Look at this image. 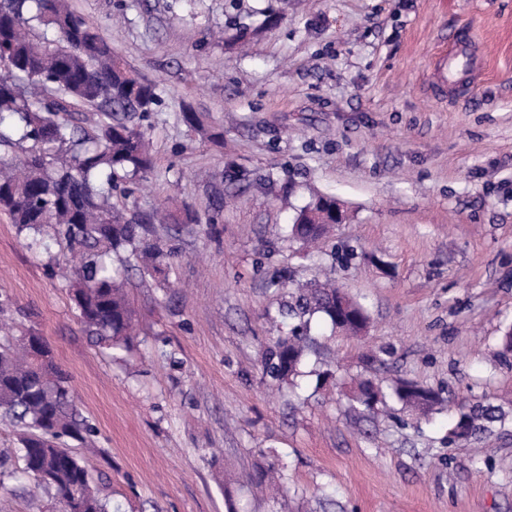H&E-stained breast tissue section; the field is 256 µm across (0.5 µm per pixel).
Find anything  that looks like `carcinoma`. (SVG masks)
<instances>
[{
  "instance_id": "1",
  "label": "carcinoma",
  "mask_w": 512,
  "mask_h": 512,
  "mask_svg": "<svg viewBox=\"0 0 512 512\" xmlns=\"http://www.w3.org/2000/svg\"><path fill=\"white\" fill-rule=\"evenodd\" d=\"M158 103L156 86L136 77L112 52V44L75 11L69 0H0V212L35 236H58L78 258L73 300L84 330L104 349L127 346L134 311L108 263L131 249L143 273L162 274L174 253L145 236L143 225L124 217L113 201L115 179L145 178L154 167L144 122ZM79 115L78 122L61 116ZM326 224H293L292 234L314 242ZM319 314L357 335L367 315L341 292L317 282L298 289L287 315L309 323ZM310 348L295 330L272 340L264 373L273 381L294 377ZM396 397L427 414L438 401L431 390L410 383ZM379 391L358 384L356 401L371 409ZM0 415L24 429L25 472L55 489L62 508L79 486L86 512H110L108 500L90 485L87 467L62 446L95 431L82 416L68 376L48 344L35 354L20 339L0 343ZM509 414L491 403L463 405L448 430V443L472 438Z\"/></svg>"
}]
</instances>
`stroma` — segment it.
I'll list each match as a JSON object with an SVG mask.
<instances>
[{
  "label": "stroma",
  "instance_id": "35a3bbf8",
  "mask_svg": "<svg viewBox=\"0 0 512 512\" xmlns=\"http://www.w3.org/2000/svg\"><path fill=\"white\" fill-rule=\"evenodd\" d=\"M71 4L156 86L154 169L114 199L175 256L162 280L113 257L139 334L103 351L55 273L65 241L0 213V326L69 374L96 432L68 446L112 512H512V422L448 441L460 403L512 410V0ZM466 28L480 73L440 81ZM319 195L343 222L308 253L291 225ZM165 202L176 223H151ZM325 277L366 331L312 321L298 376L272 381L289 288ZM363 378L384 392L370 412ZM402 382L438 404L417 413ZM0 448V512H61L5 419ZM394 394L422 414L429 413L438 401V395L433 391L410 383H401L396 386Z\"/></svg>",
  "mask_w": 512,
  "mask_h": 512
}]
</instances>
